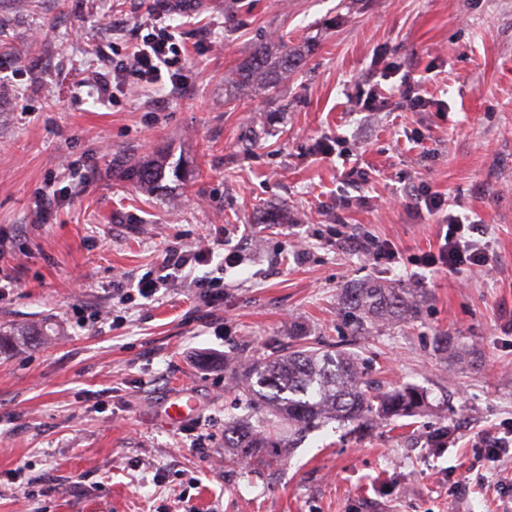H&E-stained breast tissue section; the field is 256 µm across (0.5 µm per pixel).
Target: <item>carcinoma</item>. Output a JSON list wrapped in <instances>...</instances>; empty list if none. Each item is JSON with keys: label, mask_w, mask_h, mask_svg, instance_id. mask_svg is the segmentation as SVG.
<instances>
[{"label": "carcinoma", "mask_w": 512, "mask_h": 512, "mask_svg": "<svg viewBox=\"0 0 512 512\" xmlns=\"http://www.w3.org/2000/svg\"><path fill=\"white\" fill-rule=\"evenodd\" d=\"M300 49L280 36L257 47L236 69L239 88L256 87L276 91L279 78L297 68ZM169 167L166 156L129 163L123 176L141 189L151 190ZM345 314L366 331L387 323L405 322L420 311L421 295L414 288L368 281L343 289ZM439 347L444 358L459 367L478 360L474 345L459 337L442 336ZM245 397L264 411L257 428L229 420L224 423V447L240 463L282 448V426L290 435H304L327 423L351 425L361 431L393 417H412L426 407V394L415 387L373 393L364 380L357 357L337 347L302 344L287 352L272 351L236 373Z\"/></svg>", "instance_id": "obj_1"}]
</instances>
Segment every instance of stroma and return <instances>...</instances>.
<instances>
[{
  "mask_svg": "<svg viewBox=\"0 0 512 512\" xmlns=\"http://www.w3.org/2000/svg\"><path fill=\"white\" fill-rule=\"evenodd\" d=\"M166 21L182 85L129 78L110 104L77 105V80L139 38L137 0H0L15 58L0 79V283H14L0 332L43 334L0 349V512H512V0H209ZM282 33L297 72L274 94L236 92L238 64ZM387 67L428 106L397 108ZM158 154L185 172L141 193L120 167ZM74 164L87 189L35 223L36 193ZM426 190L484 227L490 267L412 265L446 232L410 199ZM352 233L399 262L352 250ZM201 245L211 264L139 295L169 248ZM369 279L421 289L418 318L351 335L341 290ZM296 325L357 354L381 391L423 389L428 409L225 461V420L259 419L235 366L291 347ZM440 336L474 343L477 368L449 367ZM183 394L196 414L165 423ZM356 247L359 250L372 252L375 259L387 260V263L390 265L398 263L399 254L390 243L371 241L368 238H364L363 240H357Z\"/></svg>",
  "mask_w": 512,
  "mask_h": 512,
  "instance_id": "1",
  "label": "stroma"
}]
</instances>
